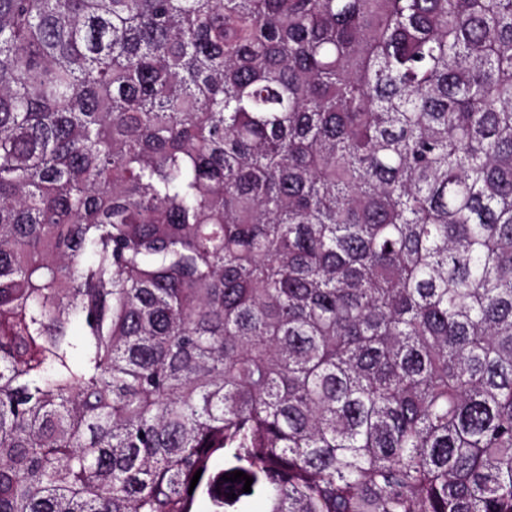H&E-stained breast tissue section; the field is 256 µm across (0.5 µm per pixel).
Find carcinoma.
Returning <instances> with one entry per match:
<instances>
[{"label": "carcinoma", "mask_w": 512, "mask_h": 512, "mask_svg": "<svg viewBox=\"0 0 512 512\" xmlns=\"http://www.w3.org/2000/svg\"><path fill=\"white\" fill-rule=\"evenodd\" d=\"M200 501L512 512V0H0V512Z\"/></svg>", "instance_id": "obj_1"}]
</instances>
